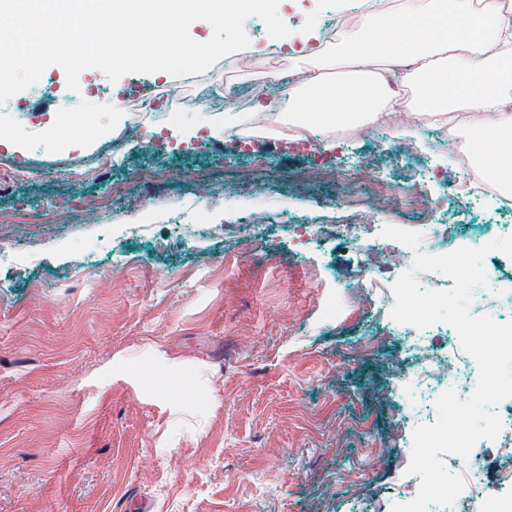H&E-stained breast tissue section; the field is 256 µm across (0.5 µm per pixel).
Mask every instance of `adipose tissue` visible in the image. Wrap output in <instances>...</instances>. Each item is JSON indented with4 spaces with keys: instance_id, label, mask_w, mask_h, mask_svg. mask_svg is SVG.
I'll use <instances>...</instances> for the list:
<instances>
[{
    "instance_id": "adipose-tissue-1",
    "label": "adipose tissue",
    "mask_w": 512,
    "mask_h": 512,
    "mask_svg": "<svg viewBox=\"0 0 512 512\" xmlns=\"http://www.w3.org/2000/svg\"><path fill=\"white\" fill-rule=\"evenodd\" d=\"M265 0H97L107 19L88 47L100 66L149 62L161 67L226 51L224 43L199 45L184 36L207 22L232 29L235 45L249 36L238 17L265 9ZM397 26L385 14L368 13L347 27L336 44L313 47L315 28L272 14L269 40L278 47L302 43L299 60L311 71L288 90L282 111L292 127L360 128L388 124L398 112L397 87L417 94L412 119L462 123L476 129L473 151L478 172L512 184V15L476 12L473 0H400ZM77 20L56 16L53 49L36 53L17 40L0 41V95L18 82L37 80L46 61L71 69L69 36Z\"/></svg>"
}]
</instances>
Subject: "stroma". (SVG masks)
<instances>
[{
  "instance_id": "stroma-1",
  "label": "stroma",
  "mask_w": 512,
  "mask_h": 512,
  "mask_svg": "<svg viewBox=\"0 0 512 512\" xmlns=\"http://www.w3.org/2000/svg\"><path fill=\"white\" fill-rule=\"evenodd\" d=\"M284 11L320 33L337 16L336 0H286ZM239 25L256 49L238 58L234 103L213 97L218 55L161 73L49 63L0 105V129L14 135L0 144V512H127L135 498L152 512H388L406 489L392 376L408 355L377 313L378 284L364 282L340 322L321 311L337 275L386 258L334 232L362 190L308 174L353 162L395 188L418 167V207L438 204L454 236L478 244L512 224V196L464 206L444 195L440 183L465 178L453 145L432 144L431 128L402 112L391 126L413 137L404 166L373 127L278 150L201 127L200 107L228 118L256 97L277 101L261 79L266 58H283L293 84L305 78L287 50L268 47L265 13ZM90 83L116 97L146 89L152 111L173 115L135 133L107 172L95 158L122 115L83 97L96 120L81 129L54 107ZM16 107L43 113L51 134L17 125ZM19 165L27 179L14 178ZM222 192L209 226L189 236L173 224L175 210ZM110 196L121 214L104 228L88 212ZM133 205L150 213L149 234L125 232ZM304 224L319 228L313 246Z\"/></svg>"
}]
</instances>
